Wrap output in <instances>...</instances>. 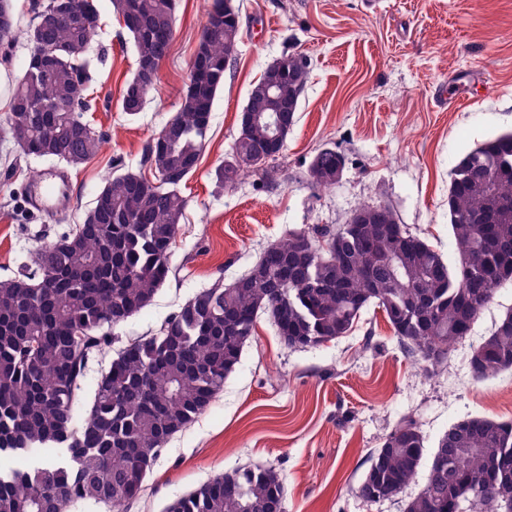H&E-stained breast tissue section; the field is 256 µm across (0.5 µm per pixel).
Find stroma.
<instances>
[{
	"mask_svg": "<svg viewBox=\"0 0 512 512\" xmlns=\"http://www.w3.org/2000/svg\"><path fill=\"white\" fill-rule=\"evenodd\" d=\"M243 38L214 102L172 247L173 275L153 302L114 327V348L156 333L171 314L215 282L246 274L270 244L300 228L334 230L364 202L386 203L400 224L456 253L448 185L458 160L512 130V0H235ZM100 29L89 56V119L101 150L66 166L27 156L0 140V278L79 223L117 165L138 168L143 149L177 110L206 20L204 0H179L173 40L143 112L124 114L120 95L137 68L109 0H95ZM286 53L304 55L309 75L283 154L267 174L233 187L215 170L231 152L251 84ZM456 89L455 107L438 97ZM324 148L345 160L335 186L313 192L307 173ZM66 171L71 202L47 213L28 194L32 175ZM512 310V285L495 289L472 330L438 371L409 357L382 312L364 309L347 336L285 345L261 315L235 370L210 407L173 435L124 512H166L217 475L241 467L276 470L285 512H403L428 474L401 496L368 502L356 488L371 452L402 418L434 451L448 427L470 416L512 421V373L475 380L469 358Z\"/></svg>",
	"mask_w": 512,
	"mask_h": 512,
	"instance_id": "obj_1",
	"label": "stroma"
}]
</instances>
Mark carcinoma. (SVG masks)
<instances>
[{"instance_id": "obj_1", "label": "carcinoma", "mask_w": 512, "mask_h": 512, "mask_svg": "<svg viewBox=\"0 0 512 512\" xmlns=\"http://www.w3.org/2000/svg\"><path fill=\"white\" fill-rule=\"evenodd\" d=\"M176 115L144 149L140 170L107 180L85 212L26 270L0 279V455L54 454L32 468L0 472V512H69L78 502L120 508L138 496L147 470L175 433L207 410L240 361L259 314L289 347L347 335L363 309L382 311L408 354L436 369L466 337L494 289L512 284V131L478 144L454 167L448 215L454 265L398 223L386 204L364 203L336 231H292L268 246L247 274L199 292L156 334L118 351L77 422L89 361L113 338L104 331L153 301L173 272L172 245L214 101L238 55L241 16L234 0H208ZM133 43L137 69L121 111H143L173 39L178 0H111ZM100 28L94 0H36L25 25L0 0V47L19 39L29 54L10 100L9 140L26 155L77 167L103 135L83 120L91 76L87 53ZM305 58L288 55L276 110L255 81L230 159L216 169L232 185L262 169L277 130L289 132L308 79ZM344 161L320 150L308 171L313 190L336 184ZM151 171L157 184L144 174ZM472 376L512 371V312L471 352ZM425 438L405 418L376 449L357 486L367 501L399 496L424 461ZM284 498L272 468L221 474L168 512H270ZM404 512H512V421L472 416L449 426L434 449L426 483Z\"/></svg>"}]
</instances>
